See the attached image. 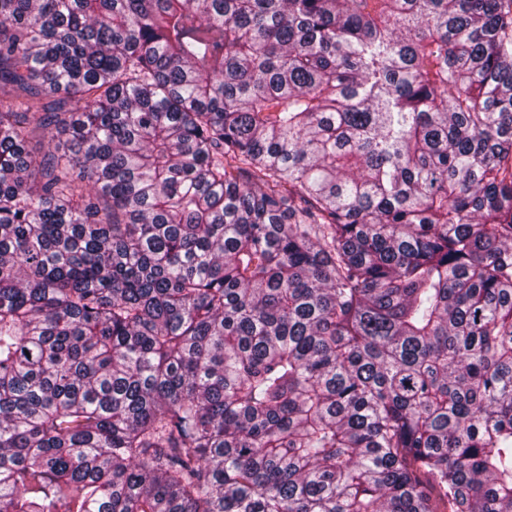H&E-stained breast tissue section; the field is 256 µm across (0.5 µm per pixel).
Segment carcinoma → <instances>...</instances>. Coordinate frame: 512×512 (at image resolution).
Listing matches in <instances>:
<instances>
[{"label": "carcinoma", "mask_w": 512, "mask_h": 512, "mask_svg": "<svg viewBox=\"0 0 512 512\" xmlns=\"http://www.w3.org/2000/svg\"><path fill=\"white\" fill-rule=\"evenodd\" d=\"M0 512H512V0H0Z\"/></svg>", "instance_id": "obj_1"}]
</instances>
